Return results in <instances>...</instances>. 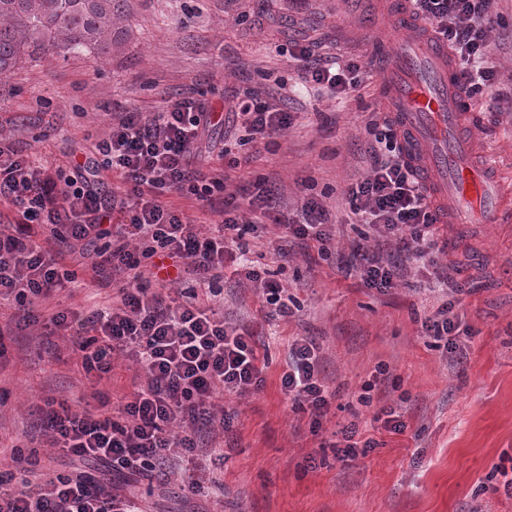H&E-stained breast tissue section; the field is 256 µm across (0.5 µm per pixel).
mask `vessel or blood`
Returning a JSON list of instances; mask_svg holds the SVG:
<instances>
[{
	"instance_id": "vessel-or-blood-1",
	"label": "vessel or blood",
	"mask_w": 512,
	"mask_h": 512,
	"mask_svg": "<svg viewBox=\"0 0 512 512\" xmlns=\"http://www.w3.org/2000/svg\"><path fill=\"white\" fill-rule=\"evenodd\" d=\"M393 50L378 72L405 133L404 153L419 166L455 224L503 220L500 184L491 163L474 164L465 136L471 106L444 49L415 33L407 14L386 26Z\"/></svg>"
}]
</instances>
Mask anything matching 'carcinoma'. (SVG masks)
Returning <instances> with one entry per match:
<instances>
[{
    "label": "carcinoma",
    "mask_w": 512,
    "mask_h": 512,
    "mask_svg": "<svg viewBox=\"0 0 512 512\" xmlns=\"http://www.w3.org/2000/svg\"><path fill=\"white\" fill-rule=\"evenodd\" d=\"M127 0H0V75L27 58L112 54Z\"/></svg>",
    "instance_id": "obj_1"
}]
</instances>
